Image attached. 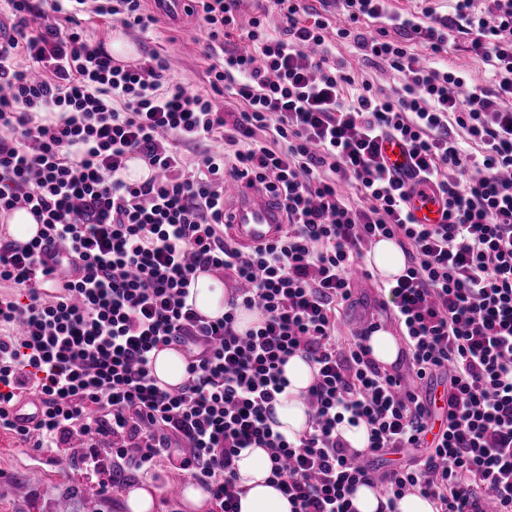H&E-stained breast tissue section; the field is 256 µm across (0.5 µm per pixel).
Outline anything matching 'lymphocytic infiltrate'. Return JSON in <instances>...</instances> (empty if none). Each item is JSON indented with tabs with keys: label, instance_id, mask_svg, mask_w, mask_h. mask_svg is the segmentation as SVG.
<instances>
[{
	"label": "lymphocytic infiltrate",
	"instance_id": "f902f5d3",
	"mask_svg": "<svg viewBox=\"0 0 512 512\" xmlns=\"http://www.w3.org/2000/svg\"><path fill=\"white\" fill-rule=\"evenodd\" d=\"M144 2L0 0L14 29L0 44V210L40 221L39 241L0 243V429L40 451L80 441L103 490L167 461L209 490L215 512H238L235 461L253 447L292 512H356L360 484L380 485L391 506L412 493L437 512H512V0L418 15L392 0H271L246 21L244 0H195L208 67L193 91L170 79L168 56L119 64L89 35L95 17L148 34ZM49 11L63 22H45ZM340 42L400 73V87L383 95L356 79ZM458 50L491 66L490 83L449 64ZM388 139L406 149L408 177L389 165ZM133 159L158 177L129 182ZM229 181L282 201L277 241L244 250L225 237ZM422 187L444 223L416 222ZM381 237L405 256L380 285L408 346L405 375L372 359L376 323L339 340L352 270ZM201 272L229 283L221 317L188 302ZM242 310L258 315L244 331ZM171 345L187 361L176 394L150 370ZM295 355L314 377L309 428L291 441L270 418ZM30 394L41 415L17 420ZM345 422L368 427L364 463L336 433ZM423 446L378 472L384 455Z\"/></svg>",
	"mask_w": 512,
	"mask_h": 512
}]
</instances>
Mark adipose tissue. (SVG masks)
Returning <instances> with one entry per match:
<instances>
[{"label":"adipose tissue","mask_w":512,"mask_h":512,"mask_svg":"<svg viewBox=\"0 0 512 512\" xmlns=\"http://www.w3.org/2000/svg\"><path fill=\"white\" fill-rule=\"evenodd\" d=\"M284 375L289 385L274 405L273 428L294 440L309 427L303 395L312 383L313 372L307 362L295 356L285 365ZM236 471L242 490L239 512H291L286 496L270 482L265 449L242 450L236 461Z\"/></svg>","instance_id":"obj_1"}]
</instances>
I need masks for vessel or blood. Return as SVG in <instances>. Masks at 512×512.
Here are the masks:
<instances>
[{"instance_id":"vessel-or-blood-1","label":"vessel or blood","mask_w":512,"mask_h":512,"mask_svg":"<svg viewBox=\"0 0 512 512\" xmlns=\"http://www.w3.org/2000/svg\"><path fill=\"white\" fill-rule=\"evenodd\" d=\"M160 18L182 23L188 18L186 0H149ZM230 228L233 237L245 247L262 245L277 239L287 227L283 207L257 186L247 187L238 182L226 184ZM413 214L420 224L441 223L442 208L431 198L413 197Z\"/></svg>"}]
</instances>
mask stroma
<instances>
[{"instance_id":"1","label":"stroma","mask_w":512,"mask_h":512,"mask_svg":"<svg viewBox=\"0 0 512 512\" xmlns=\"http://www.w3.org/2000/svg\"><path fill=\"white\" fill-rule=\"evenodd\" d=\"M133 44L141 56L152 50H166L180 62L177 77L203 85L207 63L192 30L159 22L147 38L134 39ZM351 293L350 301L339 312L340 331L344 334L371 315L383 298L375 277L354 281ZM38 468L43 469V477L31 481V472ZM142 474L129 470L103 493L97 477L87 474L79 461L61 453L28 448L15 435L0 431V512H86L91 504L97 512H128L125 491Z\"/></svg>"}]
</instances>
